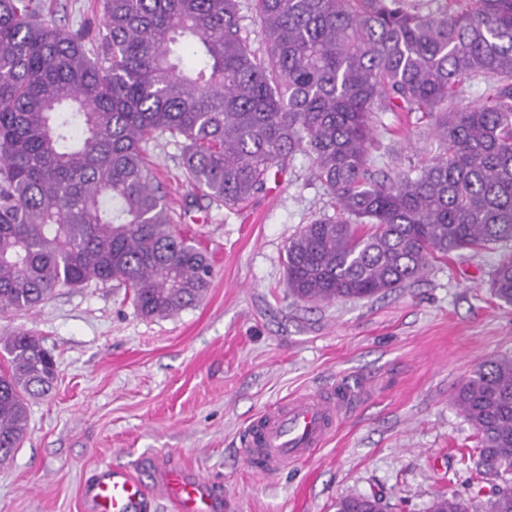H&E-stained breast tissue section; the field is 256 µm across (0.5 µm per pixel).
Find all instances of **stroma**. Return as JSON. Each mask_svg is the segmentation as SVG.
Wrapping results in <instances>:
<instances>
[{"label":"stroma","mask_w":512,"mask_h":512,"mask_svg":"<svg viewBox=\"0 0 512 512\" xmlns=\"http://www.w3.org/2000/svg\"><path fill=\"white\" fill-rule=\"evenodd\" d=\"M42 4L64 30L103 25L97 0ZM380 121L373 171L437 157L427 115L385 112ZM149 154L179 229L211 257L210 288L166 318L143 317L123 289L95 283L0 316V336L33 332L57 367L51 394L30 400L27 434L0 465V512H88L83 487L106 467L138 476L148 512H174L154 466L161 455L230 499L233 512H336L346 494L380 496L388 512H425L439 492L484 512L460 462L474 430L452 396L478 364L512 359V307L488 288L512 242L437 257L418 282L383 296L305 305L288 292L285 248L335 203L308 157L296 155L285 175L229 208L200 197L174 143L158 139ZM343 375L362 390L325 446L276 475L252 471L242 431Z\"/></svg>","instance_id":"obj_1"}]
</instances>
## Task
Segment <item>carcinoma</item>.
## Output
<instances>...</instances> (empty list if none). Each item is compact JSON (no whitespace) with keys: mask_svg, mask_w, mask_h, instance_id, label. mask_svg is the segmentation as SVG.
I'll return each instance as SVG.
<instances>
[{"mask_svg":"<svg viewBox=\"0 0 512 512\" xmlns=\"http://www.w3.org/2000/svg\"><path fill=\"white\" fill-rule=\"evenodd\" d=\"M423 12L413 0H102L89 41L0 0V314L58 288L125 289L144 317L194 306L205 249L176 229L147 163L181 146L202 196L235 205L297 154L336 212L288 241V288L304 303L372 298L423 277L437 255L512 241V0ZM266 53L257 58L247 25ZM489 80L461 107V85ZM424 112L441 153L408 172L372 171L377 112ZM512 306V256L489 281ZM0 463L48 396L56 363L31 332L0 337ZM475 430V494L512 512V359L479 364L452 397ZM336 512H387L345 495ZM426 512H469L439 493Z\"/></svg>","mask_w":512,"mask_h":512,"instance_id":"obj_1","label":"carcinoma"}]
</instances>
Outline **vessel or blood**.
<instances>
[{"label": "vessel or blood", "mask_w": 512, "mask_h": 512, "mask_svg": "<svg viewBox=\"0 0 512 512\" xmlns=\"http://www.w3.org/2000/svg\"><path fill=\"white\" fill-rule=\"evenodd\" d=\"M355 388L345 382L320 392H305L280 402L253 422L242 436L246 462L270 474L312 457L333 424L347 409ZM166 495L176 512H213V496L205 483L182 472L162 473ZM92 512H147L140 485L124 470L104 468L85 488Z\"/></svg>", "instance_id": "1"}]
</instances>
